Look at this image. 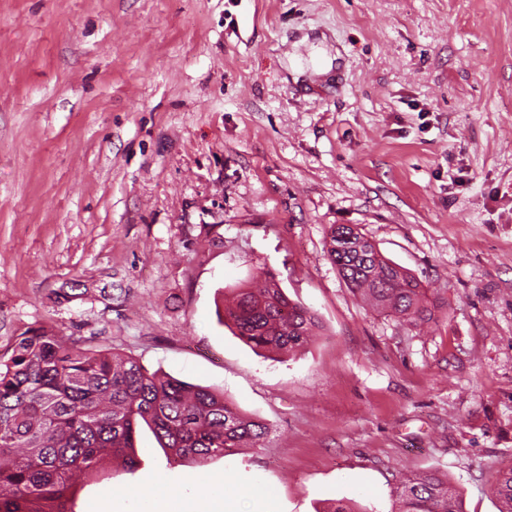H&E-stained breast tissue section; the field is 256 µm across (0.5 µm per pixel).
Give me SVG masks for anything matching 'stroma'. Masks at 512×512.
Returning <instances> with one entry per match:
<instances>
[{"label": "stroma", "mask_w": 512, "mask_h": 512, "mask_svg": "<svg viewBox=\"0 0 512 512\" xmlns=\"http://www.w3.org/2000/svg\"><path fill=\"white\" fill-rule=\"evenodd\" d=\"M354 224L441 303L411 328L328 254ZM272 270L321 329L218 321ZM80 282L72 301L60 289ZM51 325L224 392L268 433L204 463L141 429L71 512L147 478L276 512H393L404 475L498 512L512 468V0H0V356ZM201 497L207 501L219 500L222 507L221 510H200L192 512H238V511H251V512H273L275 506L273 502L267 499L260 491L250 490L246 495L241 496L236 502L232 504H226V499L223 500V496L214 488L205 487L201 492ZM256 502L260 503L261 506L256 508ZM251 507H248V505ZM245 509V510H243Z\"/></svg>", "instance_id": "stroma-1"}]
</instances>
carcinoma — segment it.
<instances>
[{"label":"carcinoma","mask_w":512,"mask_h":512,"mask_svg":"<svg viewBox=\"0 0 512 512\" xmlns=\"http://www.w3.org/2000/svg\"><path fill=\"white\" fill-rule=\"evenodd\" d=\"M328 254L364 300L410 327L434 319L436 301L408 271L383 258L347 224L330 227ZM259 288L236 287L224 325L255 349L290 354L320 330L313 311L285 294L261 268ZM145 424L175 461L229 456L267 434L261 420L224 393L192 386L132 356L92 347L52 327L16 336L0 359V512H70L79 478L106 457L135 469ZM499 512H512V469L495 480ZM396 512H462L448 478L425 472L398 480Z\"/></svg>","instance_id":"cac0c4a2"}]
</instances>
